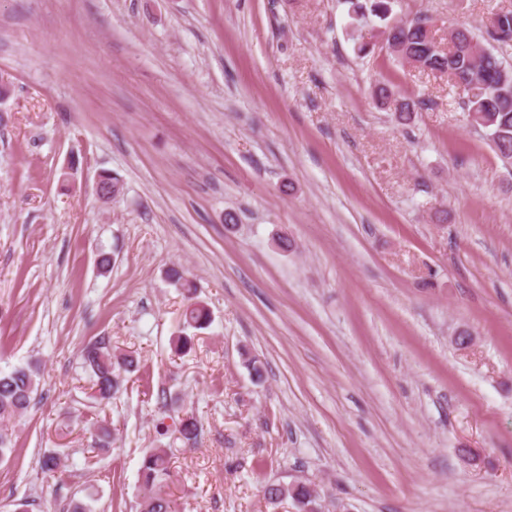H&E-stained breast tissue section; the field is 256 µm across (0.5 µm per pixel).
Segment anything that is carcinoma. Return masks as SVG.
<instances>
[{
    "label": "carcinoma",
    "instance_id": "obj_1",
    "mask_svg": "<svg viewBox=\"0 0 512 512\" xmlns=\"http://www.w3.org/2000/svg\"><path fill=\"white\" fill-rule=\"evenodd\" d=\"M384 21L387 34L386 48H396L395 56L413 60L419 67L448 76L456 87L465 94L463 104L467 112L481 120L479 128L485 131L490 146L503 163L512 166V84L500 83L499 69L503 62L478 37L465 29H457L452 37L454 49L443 50L432 31L426 28L424 20L410 21L390 17L391 10L386 0H370V5L360 2L353 4L354 19L366 18V12ZM425 102L411 98L400 99L394 108L397 120L405 124L412 120L417 109ZM168 276L181 284L187 303L182 316L184 324L195 329L207 327L211 313L206 305L195 300L196 288L183 279L180 270L171 268ZM82 360L92 379L93 397L108 401L122 388V374L137 367L134 358L126 353L116 352L111 341L101 337L89 342L82 349ZM37 370L32 365L19 366L9 372L0 371V456L13 451V432L7 422L21 416L31 405L36 387ZM179 439L186 446L196 444L199 425L193 417L179 421L176 428ZM40 470L55 476L60 467V457L49 451L39 460ZM167 449L154 448L144 457L141 467L142 494L138 503L140 512H176V506L164 491L170 477ZM265 494L270 501L291 497L300 507V512H316L319 492L307 483H297L282 488L267 487Z\"/></svg>",
    "mask_w": 512,
    "mask_h": 512
}]
</instances>
